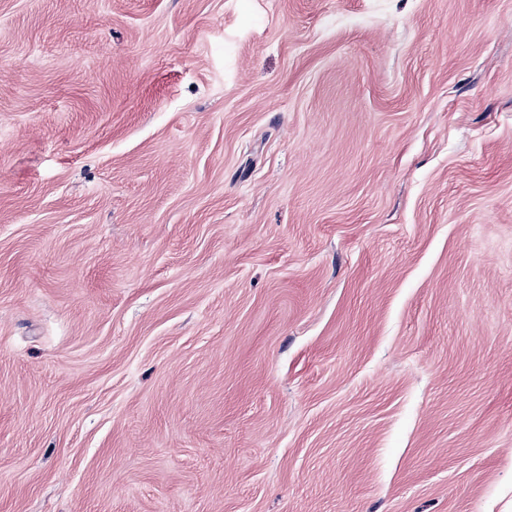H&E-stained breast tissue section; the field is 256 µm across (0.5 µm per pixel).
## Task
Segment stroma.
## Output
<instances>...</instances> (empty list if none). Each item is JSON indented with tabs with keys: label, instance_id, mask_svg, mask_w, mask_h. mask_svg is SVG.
<instances>
[{
	"label": "stroma",
	"instance_id": "1",
	"mask_svg": "<svg viewBox=\"0 0 512 512\" xmlns=\"http://www.w3.org/2000/svg\"><path fill=\"white\" fill-rule=\"evenodd\" d=\"M0 512H512V0H0Z\"/></svg>",
	"mask_w": 512,
	"mask_h": 512
}]
</instances>
